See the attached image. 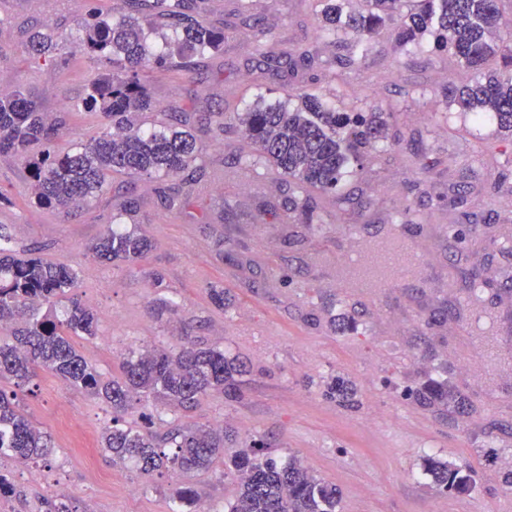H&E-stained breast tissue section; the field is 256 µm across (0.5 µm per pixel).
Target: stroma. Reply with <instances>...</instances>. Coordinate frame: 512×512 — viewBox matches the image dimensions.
Returning <instances> with one entry per match:
<instances>
[{
	"label": "stroma",
	"mask_w": 512,
	"mask_h": 512,
	"mask_svg": "<svg viewBox=\"0 0 512 512\" xmlns=\"http://www.w3.org/2000/svg\"><path fill=\"white\" fill-rule=\"evenodd\" d=\"M189 2L194 17L223 27V50L174 73H152L147 83L157 107L149 123L185 117L204 145L189 202L166 209L157 181L117 176L113 188L131 187L138 199L134 213L95 202L64 214L32 205L24 161L0 155V193L9 199L0 205V224L10 249L16 257L34 253L79 272L74 295L97 313L100 331L76 346L104 376L118 374L130 348H170L184 336L202 348H223L249 368L239 399L213 394L185 411L159 409L148 422L137 404L122 424L159 440L178 423L221 425L232 433L233 451L263 441L274 456H296L336 485L337 512H512V484L504 480L512 472V359L464 367L457 325L409 322L423 308L448 310L481 279L502 309L512 310V256L498 250V227L512 206V140L496 137L493 123H475L447 105L449 82L461 78L447 54L405 53L393 33H381L366 60V91L356 96L331 70L292 76L260 63L262 52L299 44L329 56L308 0H252L248 15L238 9L243 0ZM129 10L130 0H0V91L25 84L42 111L65 118L55 149H69L99 124L97 114L77 108L95 71L78 53L31 60L30 34L46 25L73 33L90 12ZM309 85L341 110L394 109L385 150L366 163L353 197L339 203L309 194L317 224L300 220L296 192L264 166H257L254 184L225 180L249 148L238 127L210 120L212 113L242 112L259 100H287ZM481 138L493 140L501 163L476 162ZM460 184L475 202L472 217L459 222L467 232L465 256L437 246L432 270L415 274L390 309L348 303L329 286L307 296L299 291L300 280L319 273L316 254L335 249L336 225L382 224L402 209L410 223L444 224ZM111 224L146 234L152 242L147 257L130 266L96 262L89 246ZM156 277L161 287H153ZM212 287L224 290L225 307L211 302ZM336 378L351 387V404L331 398ZM430 379L448 382L459 407H427L411 397ZM33 382L22 406L55 448L30 466L0 458V473L15 487L0 498V512H49L48 501L62 497L74 512H169L178 475L143 476L113 465L101 447L111 408L48 372L38 371ZM429 457L467 464L472 491L439 490L424 472ZM32 469L40 480L29 478ZM191 482L200 501L218 512L235 494L219 464ZM132 485L137 494H129Z\"/></svg>",
	"instance_id": "35a3bbf8"
}]
</instances>
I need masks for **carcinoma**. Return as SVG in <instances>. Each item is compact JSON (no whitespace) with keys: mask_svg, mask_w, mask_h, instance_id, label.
<instances>
[{"mask_svg":"<svg viewBox=\"0 0 512 512\" xmlns=\"http://www.w3.org/2000/svg\"><path fill=\"white\" fill-rule=\"evenodd\" d=\"M310 0L320 30L337 47L325 66L336 68V80L348 83L363 68L370 39L387 28L395 32L401 50L429 43L454 58L467 79L448 87L449 102L473 115L475 122L496 126V134L512 137V18L501 13L498 0ZM187 0L142 19L93 12L72 37L51 28L34 31L28 52L52 58L75 49L89 58L97 74L87 86L82 105L102 115L98 131L67 152L35 151L56 139L64 121H52L24 85L0 94V154L21 158L28 167L32 202L68 212L112 192V178L146 176L160 181L158 196L167 209L186 202L165 184L191 171L202 156L197 138L186 130L165 126L142 129V117L155 109L147 90L150 73L193 58L210 57L224 48V30L200 23L187 13ZM162 39L154 48L150 36ZM274 69L286 65L294 73L311 66L314 57L303 47L263 54ZM299 104H257L245 112L216 115L219 126L239 127L250 151L239 166L258 157L288 179L294 189L333 194L348 199V183L362 176L366 159L383 148L388 110L345 112L325 102L317 90L296 93ZM151 249L137 230L107 228L91 245L102 262L134 264ZM79 272L35 254L15 258L0 246V328L17 324L13 341H0V457L33 462L46 457L52 438L24 412L19 392L36 371L49 372L106 403L112 426L101 434L102 448L112 462L150 475L162 470L188 475L224 463V475L234 478L237 491L224 512H336V486L312 474L295 456L277 461L254 442L224 457V427L177 425L160 444L136 426H117L129 408L149 399L187 409L211 392L239 395L244 364L218 347L198 348L190 340L173 348L139 346L119 363V375L105 379L76 347L75 339L98 335L94 310L69 294L79 287ZM422 404L451 403L444 383L425 384L412 391ZM425 472L444 491H471L468 468L425 461ZM175 512H196L197 493L185 482L175 488Z\"/></svg>","mask_w":512,"mask_h":512,"instance_id":"1","label":"carcinoma"}]
</instances>
